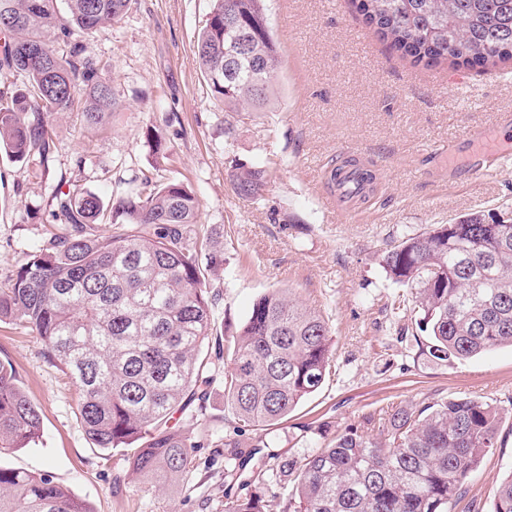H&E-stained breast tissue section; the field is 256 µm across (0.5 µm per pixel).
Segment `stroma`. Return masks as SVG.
I'll return each mask as SVG.
<instances>
[{
  "mask_svg": "<svg viewBox=\"0 0 512 512\" xmlns=\"http://www.w3.org/2000/svg\"><path fill=\"white\" fill-rule=\"evenodd\" d=\"M280 49L278 102L248 119L225 114L204 83L195 44L212 0H130L123 20L83 38L114 106L103 124L79 112L50 120L48 173L0 154V280L25 252L60 230L52 218L57 186L110 200L136 172L183 180L199 198V227L224 245V267L209 276L218 329L235 331L253 302L277 288L315 310L330 328L323 386L286 422L244 428L258 446L245 471L275 456L303 458L347 427L399 406L475 397L500 410L503 445L475 468L451 512H491L496 479L512 472V347L446 364L419 350L414 315L394 313L408 293L382 266L391 245L439 224L512 211V60L486 72L416 64L393 52L353 13L348 0H265ZM232 135H225V125ZM497 128L508 149L490 170L449 176L439 149L464 148L474 129ZM165 140L161 153L151 131ZM267 171L260 199L239 197L234 163ZM354 164L373 174L366 200H336L330 171ZM209 360L216 345L204 347ZM0 362L15 370L39 408L36 445L0 457V466L51 475L92 512H224V451L217 438L237 420L224 400V368L211 369L205 410L174 424L196 441L181 475H143L129 449L97 448L82 430L76 385L45 355L43 342L17 321L0 323ZM323 433L306 431L313 421Z\"/></svg>",
  "mask_w": 512,
  "mask_h": 512,
  "instance_id": "35a3bbf8",
  "label": "stroma"
}]
</instances>
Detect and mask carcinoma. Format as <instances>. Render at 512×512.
<instances>
[{
    "label": "carcinoma",
    "mask_w": 512,
    "mask_h": 512,
    "mask_svg": "<svg viewBox=\"0 0 512 512\" xmlns=\"http://www.w3.org/2000/svg\"><path fill=\"white\" fill-rule=\"evenodd\" d=\"M58 2L0 0V153L36 158L44 172L50 118L69 112L80 92L87 122L112 110L111 89L99 80L105 64L85 56L77 37L119 23L130 0H65L64 14ZM351 3L390 49L415 62L474 68L512 59V0ZM196 54L224 111L249 117L278 101L279 58L264 0H213ZM230 177L238 196H262L264 169L237 163ZM128 185L107 205L92 192L55 193L52 217L64 229L0 281V322L18 320L41 338L48 360L77 385L82 429L97 447L134 444L133 471L178 474L195 444L171 420L207 395L201 352L215 323L204 280L224 265V248L197 236L200 202L182 182L143 173ZM107 223L112 234H99ZM382 263L413 290L417 327L426 333L418 345L431 358L452 363L512 346V223L471 214L403 239ZM232 338L224 398L238 433L282 421L325 381L327 323L286 289L259 297ZM370 423L249 479L224 466V485L247 489L224 512H272L257 489L281 473L296 484L291 512H448L500 435L497 406L472 397L400 406L376 434ZM41 433L37 406L1 362L0 455ZM0 512L92 510L45 473L0 466ZM493 512H512V472L497 479Z\"/></svg>",
    "instance_id": "carcinoma-1"
}]
</instances>
